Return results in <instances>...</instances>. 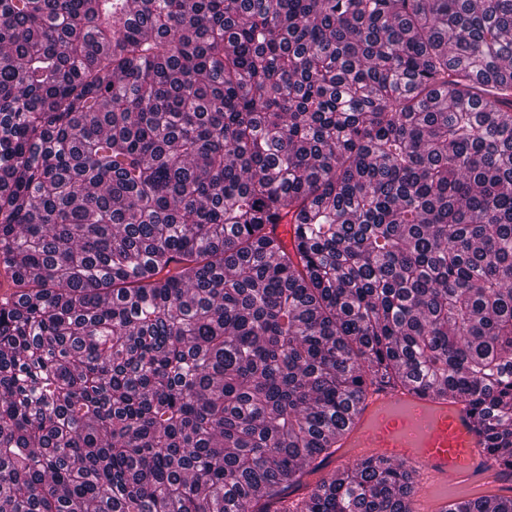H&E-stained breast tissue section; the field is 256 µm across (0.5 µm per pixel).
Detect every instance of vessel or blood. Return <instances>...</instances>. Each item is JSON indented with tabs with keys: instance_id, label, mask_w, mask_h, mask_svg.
<instances>
[{
	"instance_id": "1",
	"label": "vessel or blood",
	"mask_w": 512,
	"mask_h": 512,
	"mask_svg": "<svg viewBox=\"0 0 512 512\" xmlns=\"http://www.w3.org/2000/svg\"><path fill=\"white\" fill-rule=\"evenodd\" d=\"M369 454L398 456L417 469L413 512H440L452 500H478L512 485V475L484 451L463 404L434 401L411 385L372 390L334 459L340 466Z\"/></svg>"
}]
</instances>
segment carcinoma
Here are the masks:
<instances>
[{"mask_svg": "<svg viewBox=\"0 0 512 512\" xmlns=\"http://www.w3.org/2000/svg\"><path fill=\"white\" fill-rule=\"evenodd\" d=\"M0 271V512H411L379 385L512 471V0H0Z\"/></svg>", "mask_w": 512, "mask_h": 512, "instance_id": "1", "label": "carcinoma"}]
</instances>
